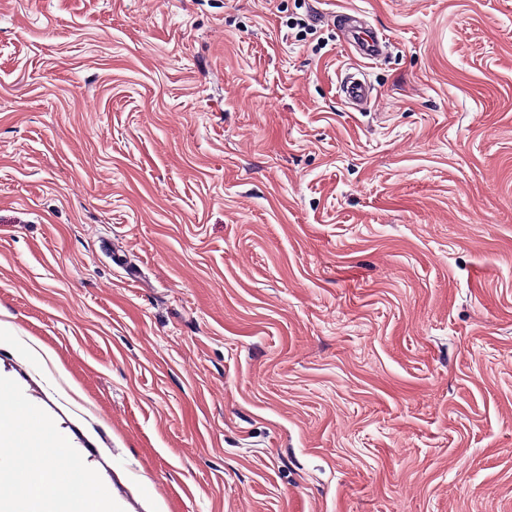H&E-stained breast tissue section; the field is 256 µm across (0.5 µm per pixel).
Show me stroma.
<instances>
[{
	"label": "stroma",
	"mask_w": 512,
	"mask_h": 512,
	"mask_svg": "<svg viewBox=\"0 0 512 512\" xmlns=\"http://www.w3.org/2000/svg\"><path fill=\"white\" fill-rule=\"evenodd\" d=\"M0 325L116 512H512V0H0ZM355 19L356 17L352 15L343 14L333 15L330 21L342 33L345 42L364 60H376L383 56L386 38H380L377 34L367 31ZM343 93L348 104L357 111L364 110L372 97L371 84L365 79L344 78Z\"/></svg>",
	"instance_id": "1"
}]
</instances>
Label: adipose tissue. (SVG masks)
<instances>
[{
    "instance_id": "obj_1",
    "label": "adipose tissue",
    "mask_w": 512,
    "mask_h": 512,
    "mask_svg": "<svg viewBox=\"0 0 512 512\" xmlns=\"http://www.w3.org/2000/svg\"><path fill=\"white\" fill-rule=\"evenodd\" d=\"M25 415L0 412V512H113L112 497L88 468L59 470L62 444H43L25 429ZM54 486L52 497L41 493Z\"/></svg>"
}]
</instances>
